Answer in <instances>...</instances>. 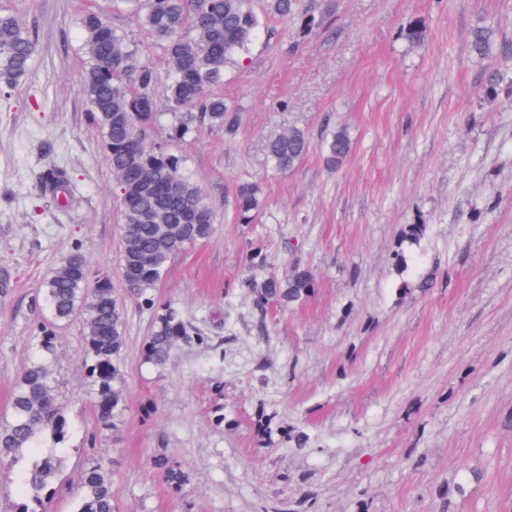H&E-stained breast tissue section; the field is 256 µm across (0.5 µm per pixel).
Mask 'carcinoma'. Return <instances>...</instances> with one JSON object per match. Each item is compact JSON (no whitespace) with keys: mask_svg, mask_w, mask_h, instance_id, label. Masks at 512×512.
Masks as SVG:
<instances>
[{"mask_svg":"<svg viewBox=\"0 0 512 512\" xmlns=\"http://www.w3.org/2000/svg\"><path fill=\"white\" fill-rule=\"evenodd\" d=\"M138 15L142 25L165 46V73L139 60L131 42L114 30L96 11L80 18L86 65L83 92L93 124L104 139L106 160L119 190L122 217L121 287L141 299L152 312V328L143 352V363L162 368L180 342L198 335L183 312L170 303L159 304L150 291L165 277L170 261L187 247L208 240L213 233L214 209L202 190L181 173L180 160L159 143L151 142L157 125L155 91L165 80L166 97L174 122L169 139L184 141L198 124L224 131L233 138L238 124L224 96L213 88L224 81V69L238 64L257 36L263 19L288 20L299 13V0H113ZM426 36L424 23L415 19L402 32L410 44ZM493 31L474 33L473 49L482 55ZM36 26L0 10V87L13 88L28 77L36 51ZM348 132L337 128L319 145L323 162L338 169L352 152ZM311 143L299 128L271 137L267 157L278 170L292 168L310 150ZM69 177L54 167L46 170L39 193L59 199ZM179 192H170L172 182ZM262 208L260 189L241 182L233 191L234 220L251 224ZM264 245L251 242L245 265L249 271L264 266ZM119 287V288H121ZM246 287L256 310L265 313L276 301L283 306L305 300L314 288L307 269L295 268L282 276L250 277ZM119 288L108 276L91 272L78 249L63 257L40 285L48 315L41 326L43 339L16 383L10 417L0 424V463L24 460L28 448L45 452L28 461L26 501L13 512H46L43 492L65 463L64 443L69 425L52 394L44 362L53 352L55 328L79 317L87 343L85 367L96 387L97 423L103 429L117 426L126 411V375L118 365L126 343L125 305ZM154 469L166 485L181 490L189 476L164 450L153 457ZM74 512H115L105 472H85Z\"/></svg>","mask_w":512,"mask_h":512,"instance_id":"carcinoma-1","label":"carcinoma"}]
</instances>
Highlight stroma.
Instances as JSON below:
<instances>
[{"label":"stroma","instance_id":"obj_1","mask_svg":"<svg viewBox=\"0 0 512 512\" xmlns=\"http://www.w3.org/2000/svg\"><path fill=\"white\" fill-rule=\"evenodd\" d=\"M303 5L310 30L269 19L225 70L236 137L202 125L167 142L216 216L153 295L203 341L164 369L142 364L152 313L123 294L127 410L102 431L83 327L57 328L47 363L70 433L48 512H73L94 466L116 512H512V0ZM95 8L163 65V43L109 0H0L38 33L29 77L0 93V270L16 283L0 297V422L58 261L78 248L93 274L121 280L115 179L82 88L80 17ZM414 17L427 34L411 46L400 30ZM487 26L480 56L473 33ZM291 127L314 143L346 129L353 150L336 170L314 150L274 170L266 142ZM52 165L71 178L70 208L38 195ZM243 180L263 201L251 224L232 218ZM409 224L426 233L405 248ZM257 238L265 273L315 279L305 301L262 318L242 286ZM159 448L188 472L181 492L154 471Z\"/></svg>","mask_w":512,"mask_h":512}]
</instances>
